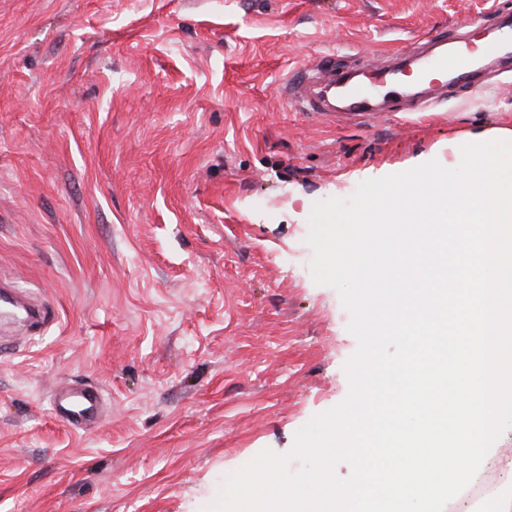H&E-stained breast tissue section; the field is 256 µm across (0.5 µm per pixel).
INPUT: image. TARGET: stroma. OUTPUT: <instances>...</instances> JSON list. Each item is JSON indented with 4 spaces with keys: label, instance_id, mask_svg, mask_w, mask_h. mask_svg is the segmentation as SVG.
<instances>
[{
    "label": "stroma",
    "instance_id": "35a3bbf8",
    "mask_svg": "<svg viewBox=\"0 0 512 512\" xmlns=\"http://www.w3.org/2000/svg\"><path fill=\"white\" fill-rule=\"evenodd\" d=\"M498 40L512 0H0V512H206L228 476L347 397L356 351L315 284V202L512 141V76L426 111L329 120L280 87L330 52ZM101 399L90 430L59 387Z\"/></svg>",
    "mask_w": 512,
    "mask_h": 512
}]
</instances>
